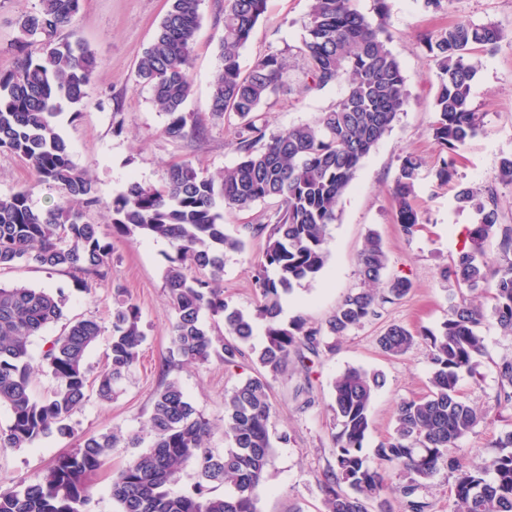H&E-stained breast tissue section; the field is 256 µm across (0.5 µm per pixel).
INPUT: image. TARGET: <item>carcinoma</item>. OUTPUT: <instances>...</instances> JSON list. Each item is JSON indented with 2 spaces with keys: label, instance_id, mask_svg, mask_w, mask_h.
I'll use <instances>...</instances> for the list:
<instances>
[{
  "label": "carcinoma",
  "instance_id": "obj_1",
  "mask_svg": "<svg viewBox=\"0 0 512 512\" xmlns=\"http://www.w3.org/2000/svg\"><path fill=\"white\" fill-rule=\"evenodd\" d=\"M82 0H38V7L18 20L20 37L11 44L17 52L14 68L0 71V154L25 162L38 180L54 185L59 200L33 207L29 191L0 195V269L22 262L37 268L65 271L76 287L89 289L111 281L112 252L102 241L98 225L84 220V209L97 204L96 187L88 171L72 159L68 144L57 131L63 104L80 105L94 90L95 53L83 42L57 41L69 27ZM201 0H170L152 43L137 66L138 84L148 88L167 116L163 135L180 141L200 139L206 126L184 105L192 93L189 70ZM267 0H224V35L219 41L221 67L210 96L211 114L237 119L236 151L240 160L215 177L190 160L169 164L164 181L146 185L133 181L112 201L113 231L168 240L175 249L164 272V284L175 313L173 348L154 400L148 425L151 444L112 477V499L120 512H257L255 490L271 463L270 427L273 406L268 377L280 374L290 356L301 367L328 346L327 336H347L375 316L377 309L404 297L412 284L406 277H386L388 255L380 236L368 234L359 255L360 287L348 294L325 326L312 327L301 319L279 322L282 300L294 285L315 277L328 259L329 226L336 221L339 202L361 161L391 129L407 105L405 78L399 61L386 43L384 11L371 21L355 0H312L307 35L302 41L304 88L321 89L345 81L347 90L334 107L313 122L292 126L265 139L258 125L262 103L285 82L288 66L271 54L247 70L240 49L265 14ZM501 31L493 23L460 19L436 37L426 39L433 54L438 91L434 102L432 136L454 151L481 131V116L471 105L477 73L474 50L498 47ZM421 160L408 155L400 163L393 196L397 222L404 235L419 231L413 206ZM276 199L280 209L266 238L258 287L261 300L255 313L245 314L224 299L221 282L224 251H241L244 237H255L266 226L249 225L243 236L224 232V212L249 208L257 201ZM457 203L475 208L479 223L467 230L468 245L440 279L474 294L493 284L492 314L505 333L512 334V224H505L497 195L460 187ZM499 240L491 257L485 245ZM108 368L90 377L87 357L103 332L94 319H75L46 343L39 358L30 346L64 316L63 289L33 288L0 283V408L11 413L0 427V450L28 448L55 432L71 434L68 420L96 387L102 401L111 400L138 362L146 339L136 305L115 286ZM448 315L438 332L414 333L391 324L378 344L389 356L406 354L421 337L428 341L433 366L426 395L400 402L393 434L371 458L362 453L369 429V410L384 384L382 373L349 367L332 384L340 429L334 434L335 466L324 476L325 512H392L388 495H398L405 512H428L422 486L440 466L455 478L454 512H512V431L495 441L499 452L473 470L452 455L458 441L480 422L481 414L458 389L462 373L472 372L483 350L478 330L483 310L448 293ZM224 321L220 358L226 366L245 356L243 346L253 338L254 322H266L265 337L251 348L256 375L224 396V437L229 446L221 455L205 445L211 425L196 414L170 370L182 362L203 364L216 351L204 315ZM49 374L53 390L32 394L34 369ZM497 410L512 409V356L496 364ZM117 435L100 433L81 440L47 468L17 486L0 489V512H86L90 478L100 470ZM195 460L199 480L186 494H174L182 465ZM400 472L398 485L387 484L383 466ZM231 487L222 496L210 485Z\"/></svg>",
  "mask_w": 512,
  "mask_h": 512
}]
</instances>
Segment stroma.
<instances>
[{
	"instance_id": "stroma-1",
	"label": "stroma",
	"mask_w": 512,
	"mask_h": 512,
	"mask_svg": "<svg viewBox=\"0 0 512 512\" xmlns=\"http://www.w3.org/2000/svg\"><path fill=\"white\" fill-rule=\"evenodd\" d=\"M388 47L398 59L405 77L408 104L393 127L364 159L330 226L329 257L321 272L296 285L279 316L287 324L303 319L307 325H323L352 290L359 286L358 255L369 232L379 234L388 253L389 275L404 276L412 288L402 299L385 305L379 317L337 341L335 349H321L310 368L290 361L282 374L270 381L274 436L273 458L257 490L258 512H324L322 482L335 463L332 382L347 367L356 366L384 373L386 383L370 408V426L363 452L374 456L381 442L392 433L401 400L423 396L428 391L431 363L425 341H417L404 356L385 355L377 344L387 325L399 323L420 332L438 331L448 314V287L439 279L441 268L456 259L465 233L479 216L471 207L460 206L458 186L495 187L499 207L512 219V186L496 179L502 158L512 155V0H444L441 9L425 8L423 0H386ZM311 0H268L267 10L240 51L242 68L259 57L276 54L289 69L286 84L261 106L265 134L273 136L289 127L315 120L343 97L345 84L319 90L304 88L300 53L309 22ZM38 6V0H0V71L12 69L16 57L8 45L18 35L17 20ZM169 0H82L73 24L64 30V41L80 40L97 56L96 91L79 108H65L57 119L72 158L87 169L95 181L99 203L86 211V221L99 227L103 242L112 247V279L123 285L140 311L146 341L138 363L110 401L90 396L70 417L71 434H51L30 448L0 453V487L10 488L45 469L61 453L75 448L88 435L114 432L118 443L104 467L91 479L88 512H118L110 494L112 475L137 453L148 447V420L172 346L174 311L164 287V271L175 251L163 238L120 237L112 232L109 208L127 184L139 181L160 184L170 161L187 159L216 174L234 166L236 119L216 120L210 115L211 82L220 65L218 44L223 34L224 0H202L201 25L190 68L192 94L185 109L202 116L208 133L201 139L173 141L161 130L166 116L153 101L149 89L137 83L136 65L151 43L165 16ZM496 24L502 32L500 47L479 52V70L471 89L472 105L482 113V132L450 152L432 137L437 92L436 65L423 41L439 35L458 18ZM121 110L122 132H114L113 110ZM421 159L416 181V209L421 231L405 236L396 220L393 187L401 160L406 155ZM456 157L450 182L438 180L436 170L443 159ZM31 192L35 207L45 208L58 199L52 184L37 181L18 158L0 155V194L20 189ZM264 236L248 239L244 250L224 255V297L233 307L254 312L260 299L256 286ZM0 281L21 282L33 287L63 289L67 301L65 319L92 318L110 325L114 305L112 286L87 291L75 287L62 271L24 264L0 272ZM480 302L488 314L481 329L484 350L476 356L472 372L462 374L460 392L479 410H488L497 390L496 365L512 355V336L504 335L489 311L490 295ZM251 359L237 366H224L219 356L203 364L186 363L174 370L197 413L212 425L206 445L223 452L224 394L254 376ZM512 429V409L480 422L463 437L455 456L471 466L494 455L493 442ZM288 441H281V434ZM140 439L139 447L128 443Z\"/></svg>"
}]
</instances>
